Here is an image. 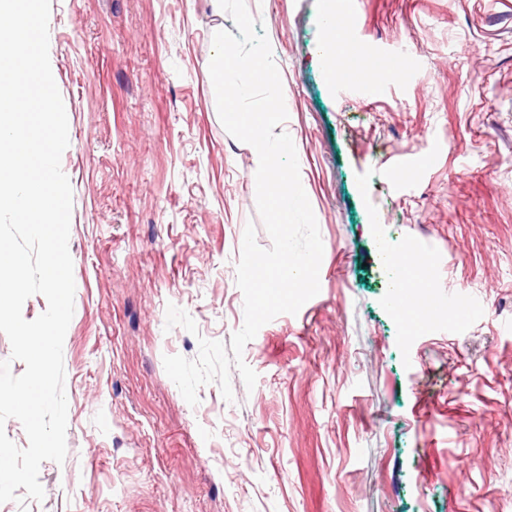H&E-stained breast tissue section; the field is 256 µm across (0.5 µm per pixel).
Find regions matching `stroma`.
Returning a JSON list of instances; mask_svg holds the SVG:
<instances>
[{"label": "stroma", "mask_w": 512, "mask_h": 512, "mask_svg": "<svg viewBox=\"0 0 512 512\" xmlns=\"http://www.w3.org/2000/svg\"><path fill=\"white\" fill-rule=\"evenodd\" d=\"M331 0H246L318 222L319 293L190 406L163 358L230 342L258 156L224 128L213 0H51L71 135L67 456L0 512H512V0H355L374 74L333 78ZM404 56L408 67L392 61ZM433 153L430 165L398 167ZM421 268L435 319L395 307ZM473 304L460 322L456 297ZM176 305L198 331L165 330Z\"/></svg>", "instance_id": "35a3bbf8"}]
</instances>
